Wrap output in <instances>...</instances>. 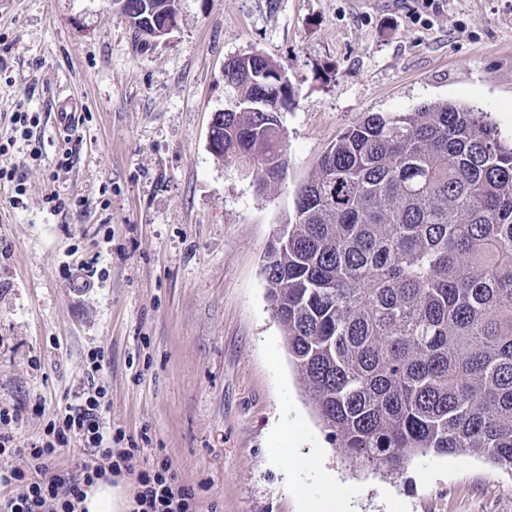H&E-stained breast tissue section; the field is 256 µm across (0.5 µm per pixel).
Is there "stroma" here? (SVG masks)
Returning <instances> with one entry per match:
<instances>
[{
  "instance_id": "35a3bbf8",
  "label": "stroma",
  "mask_w": 512,
  "mask_h": 512,
  "mask_svg": "<svg viewBox=\"0 0 512 512\" xmlns=\"http://www.w3.org/2000/svg\"><path fill=\"white\" fill-rule=\"evenodd\" d=\"M0 33V140L17 103L37 118L0 158L24 187L0 182V407L22 410L17 447L101 386L136 467L170 456L198 512H512V472L481 456L419 455L393 476L344 463L264 275L299 186L362 113L448 100L512 140V0H180L177 29L145 47L111 0H0ZM252 53L295 99L287 170L263 188L207 141L225 62ZM61 89L83 100L63 146Z\"/></svg>"
}]
</instances>
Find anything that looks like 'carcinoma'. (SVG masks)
Returning <instances> with one entry per match:
<instances>
[{
  "mask_svg": "<svg viewBox=\"0 0 512 512\" xmlns=\"http://www.w3.org/2000/svg\"><path fill=\"white\" fill-rule=\"evenodd\" d=\"M121 8L149 36L179 0ZM261 55L229 59L218 158L265 186L286 166L289 85ZM264 274L305 392L341 453L392 473L411 457L512 469V144L452 102L367 113L297 191Z\"/></svg>",
  "mask_w": 512,
  "mask_h": 512,
  "instance_id": "obj_1",
  "label": "carcinoma"
}]
</instances>
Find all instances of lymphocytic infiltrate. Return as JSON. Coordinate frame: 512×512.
I'll use <instances>...</instances> for the list:
<instances>
[{
	"instance_id": "lymphocytic-infiltrate-1",
	"label": "lymphocytic infiltrate",
	"mask_w": 512,
	"mask_h": 512,
	"mask_svg": "<svg viewBox=\"0 0 512 512\" xmlns=\"http://www.w3.org/2000/svg\"><path fill=\"white\" fill-rule=\"evenodd\" d=\"M21 421L20 408H0V456L26 459V466L0 473V512H77L85 491L96 480L130 469L136 451L112 445V429L102 419L99 397L67 408L50 421L29 447L13 445V433ZM84 442L87 457L80 477L51 474L61 448L71 441ZM139 490L133 512H196V494L180 485L169 458L138 471Z\"/></svg>"
}]
</instances>
